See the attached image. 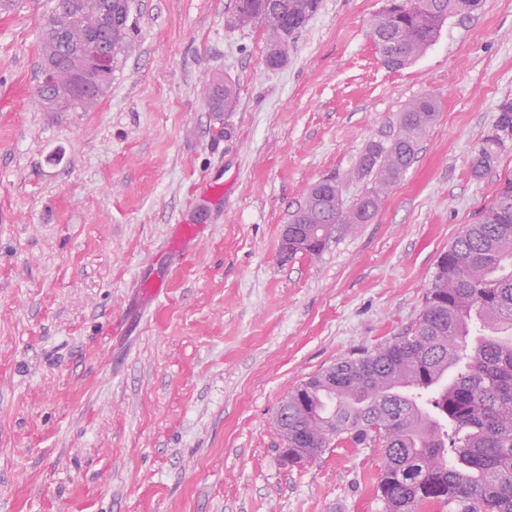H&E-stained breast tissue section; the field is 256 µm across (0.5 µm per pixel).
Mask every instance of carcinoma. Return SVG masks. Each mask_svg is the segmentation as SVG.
I'll list each match as a JSON object with an SVG mask.
<instances>
[{
	"instance_id": "1",
	"label": "carcinoma",
	"mask_w": 512,
	"mask_h": 512,
	"mask_svg": "<svg viewBox=\"0 0 512 512\" xmlns=\"http://www.w3.org/2000/svg\"><path fill=\"white\" fill-rule=\"evenodd\" d=\"M482 0H384L374 21L376 48L393 58L390 69L411 64L436 40L450 17L480 8ZM111 0H58L40 41L41 67L63 53L91 49L94 34L109 27ZM320 0H235L228 24L262 25L266 62L288 58L290 43L318 11ZM130 29L112 32V63L125 52ZM215 112L233 108L232 82L207 85ZM101 94L70 95L60 77L46 112L87 111ZM437 116L433 98L397 117L388 143L371 142L351 174L371 178L349 208L334 178L309 189L291 224L314 233L302 252L314 257L344 225L346 211L371 220L382 197L410 165ZM512 136V99L498 106L492 134L472 159L482 173ZM284 440L281 462L313 460L335 441L372 443L383 451L376 486L381 512H512V177L499 183L478 220L466 226L438 259L423 306L406 329L372 351L338 359L289 390L273 420Z\"/></svg>"
}]
</instances>
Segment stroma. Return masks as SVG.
Listing matches in <instances>:
<instances>
[{
  "instance_id": "obj_1",
  "label": "stroma",
  "mask_w": 512,
  "mask_h": 512,
  "mask_svg": "<svg viewBox=\"0 0 512 512\" xmlns=\"http://www.w3.org/2000/svg\"><path fill=\"white\" fill-rule=\"evenodd\" d=\"M234 3L129 0V49L85 112L32 102L58 0L0 15V512H379V447L286 467L272 421L405 329L512 175V141L472 170L512 98V0L448 19L400 70L370 35L383 0H321L275 69L264 28L228 27ZM217 73L237 88L220 115ZM425 96L437 119L373 220L283 257L308 189L337 178L353 205L363 150ZM179 224L202 226L195 249Z\"/></svg>"
}]
</instances>
